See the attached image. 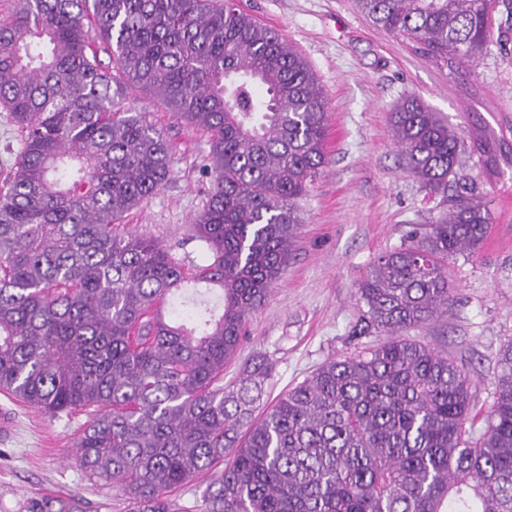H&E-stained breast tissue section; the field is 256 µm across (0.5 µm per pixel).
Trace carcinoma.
Returning a JSON list of instances; mask_svg holds the SVG:
<instances>
[{
    "mask_svg": "<svg viewBox=\"0 0 512 512\" xmlns=\"http://www.w3.org/2000/svg\"><path fill=\"white\" fill-rule=\"evenodd\" d=\"M355 5L452 72L492 42V0ZM130 85L208 137L193 230L209 263L191 274L114 229L174 166L165 134L125 106ZM0 109L22 132L0 188V392L87 414L75 462L89 479L134 512H169V493L206 472L200 512H512V338L482 413L466 370L405 335L448 313L445 262L487 237L464 157L499 173L503 133L477 116L464 133L415 95L390 112L407 172L445 209L359 283L361 332L385 340L270 404L266 356L227 383L224 369L326 160L328 106L294 46L231 0H17L0 18Z\"/></svg>",
    "mask_w": 512,
    "mask_h": 512,
    "instance_id": "1",
    "label": "carcinoma"
}]
</instances>
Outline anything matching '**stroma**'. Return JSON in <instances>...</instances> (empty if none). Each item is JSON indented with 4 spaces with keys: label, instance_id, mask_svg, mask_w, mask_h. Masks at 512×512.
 <instances>
[{
    "label": "stroma",
    "instance_id": "1",
    "mask_svg": "<svg viewBox=\"0 0 512 512\" xmlns=\"http://www.w3.org/2000/svg\"><path fill=\"white\" fill-rule=\"evenodd\" d=\"M236 3L294 45L328 103L327 163L297 201L295 249L264 303L249 314L247 338L224 372L233 379L240 362L264 354L273 365L275 398L326 361L379 343L377 335L355 333L362 315L358 284L379 254L437 216L395 148L393 106L415 95L458 127L473 110L492 126L512 123V30L476 65L452 74L416 54L409 41L374 27L354 0ZM126 102L165 133L174 171L162 190L125 214L124 229L162 243L188 269L207 264L192 236L210 187L203 172L207 136L151 94L130 88ZM467 171L489 202L488 235L475 253L449 260L447 316L409 335L463 365L473 403L484 409L499 351L512 337V165L488 176L471 161ZM0 406L16 415L12 435L0 440V512H64L74 504L81 512H128L116 487L88 479L71 458L85 414L51 418L2 394Z\"/></svg>",
    "mask_w": 512,
    "mask_h": 512
}]
</instances>
